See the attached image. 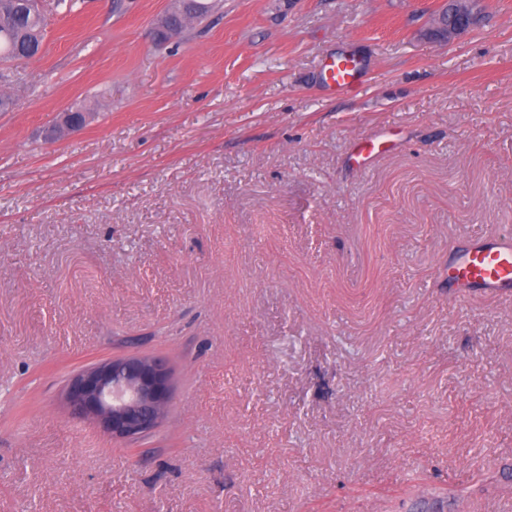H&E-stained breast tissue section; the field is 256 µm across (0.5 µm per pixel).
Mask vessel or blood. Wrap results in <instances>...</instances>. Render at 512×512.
I'll use <instances>...</instances> for the list:
<instances>
[{
	"label": "vessel or blood",
	"instance_id": "obj_1",
	"mask_svg": "<svg viewBox=\"0 0 512 512\" xmlns=\"http://www.w3.org/2000/svg\"><path fill=\"white\" fill-rule=\"evenodd\" d=\"M362 64L352 55H339L326 62L323 79L332 88L345 91L360 81ZM450 298L466 296L474 288L492 295L512 293V235L492 232L475 240L463 254L448 263Z\"/></svg>",
	"mask_w": 512,
	"mask_h": 512
}]
</instances>
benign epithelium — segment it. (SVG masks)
<instances>
[{
    "mask_svg": "<svg viewBox=\"0 0 512 512\" xmlns=\"http://www.w3.org/2000/svg\"><path fill=\"white\" fill-rule=\"evenodd\" d=\"M84 122L82 112H63L58 132L76 130ZM171 391L165 359L131 356L84 369L72 378L67 398L75 414L92 419L112 438L137 441L161 422Z\"/></svg>",
    "mask_w": 512,
    "mask_h": 512,
    "instance_id": "obj_1",
    "label": "benign epithelium"
}]
</instances>
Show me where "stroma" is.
Returning <instances> with one entry per match:
<instances>
[{
	"instance_id": "obj_1",
	"label": "stroma",
	"mask_w": 512,
	"mask_h": 512,
	"mask_svg": "<svg viewBox=\"0 0 512 512\" xmlns=\"http://www.w3.org/2000/svg\"><path fill=\"white\" fill-rule=\"evenodd\" d=\"M74 3L0 62V512H512V295L446 278L512 232V0L445 42L443 0ZM135 355L129 443L64 395ZM362 64L353 55H339L324 65L323 79L337 91L348 90L360 81ZM131 356L94 364L69 385L72 411L92 419L112 438L138 441L163 419L171 398V374L160 357Z\"/></svg>"
}]
</instances>
